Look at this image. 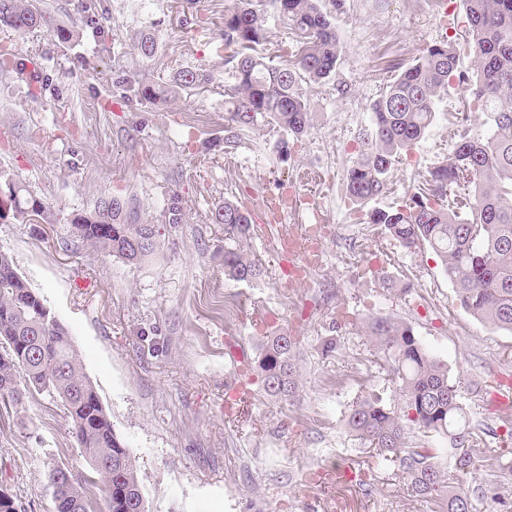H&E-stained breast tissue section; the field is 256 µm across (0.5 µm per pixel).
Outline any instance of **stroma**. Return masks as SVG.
<instances>
[{
  "instance_id": "obj_1",
  "label": "stroma",
  "mask_w": 512,
  "mask_h": 512,
  "mask_svg": "<svg viewBox=\"0 0 512 512\" xmlns=\"http://www.w3.org/2000/svg\"><path fill=\"white\" fill-rule=\"evenodd\" d=\"M237 0H108L103 34L82 30L68 46L47 29L17 36L0 28L25 69L0 71V178L25 186L50 206L54 220L0 221V251L68 330L83 371L128 448L148 512H444L438 499L408 490L393 464L349 431L350 406L371 389L399 400L388 365L362 331L370 316L410 325L459 387L470 421L497 429L500 447L512 416L489 406L484 392L512 386V332L484 326L462 308L455 287L430 247L403 248L375 208L409 204L429 171L446 160L457 139L454 113L470 96L452 86L433 124L402 151L388 188L369 204L346 191V173L361 150L371 107L421 49L447 42L469 65L473 51L462 0L446 21L414 0H321L340 40L335 74L302 84L312 114L301 138L274 123L258 125L233 150L224 148V79L233 48L216 49L224 15ZM267 23L266 54H295L294 36L273 0H253ZM192 10L198 26L182 24ZM152 26L159 42L144 63L129 48L137 30ZM211 71L205 89L164 105L126 106L117 72L168 82L178 68ZM287 155H279L280 141ZM298 182L314 209H289L266 224L250 209V250L264 269L250 281L224 273V227L211 211L225 198L270 196ZM185 218L162 221L170 196ZM120 197L141 219L159 225L161 242L146 261L130 265L74 238V214ZM323 217L324 261L308 285L289 287L279 247ZM234 295L243 320L224 321V297ZM284 331L299 345L302 386L291 404L270 399L253 359L265 332ZM340 340L325 353L326 338ZM74 477L88 468L61 402L45 395L17 406L0 401V485L22 512H54L49 469ZM344 481H337L336 472Z\"/></svg>"
}]
</instances>
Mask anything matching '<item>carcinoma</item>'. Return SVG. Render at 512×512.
I'll return each instance as SVG.
<instances>
[{"instance_id":"1","label":"carcinoma","mask_w":512,"mask_h":512,"mask_svg":"<svg viewBox=\"0 0 512 512\" xmlns=\"http://www.w3.org/2000/svg\"><path fill=\"white\" fill-rule=\"evenodd\" d=\"M282 16L303 40L300 55L274 65L258 47L268 39L265 21L244 6L224 15L221 41L240 51L227 63L230 84L224 89V145L236 143L260 120H272L287 134H304L311 124L308 104L298 83L321 82L336 72L340 50L336 29L319 0H275ZM473 47L470 66L462 67L446 43L427 48L404 67L371 108L363 148L347 170L346 190L352 200L368 203L382 195L400 152L420 139L435 117V104L451 84L464 86L483 115L485 132L464 134L452 155L436 166L427 187L401 209H375L382 224L407 249L431 247L440 257L448 281L462 307L485 325L512 332V0H464ZM77 24L95 32L107 19L106 0H78ZM50 24L34 0H0V25L18 33ZM141 60L158 51L154 32L136 38ZM213 81L202 68L178 69L165 85L123 79L122 98L132 104L168 102L184 91ZM468 190L459 206L436 207L430 197L456 188ZM21 223L48 219L45 203L15 186L6 214ZM167 224L183 222L178 196L164 214ZM212 222L224 225V272L247 281L261 275V265L248 254L249 218L230 199L212 211ZM73 234L84 245L131 264L156 251L159 234L141 222L132 205L119 198L99 201L93 210L72 220ZM47 306L20 276L14 262L0 252V398L15 404L33 392L58 398L72 421L91 474L75 481L64 467L47 475L55 512H93L85 486L102 483L108 490V512H148L131 455L113 429L67 329L57 320L42 329L36 322ZM365 333L389 363L404 414L371 390L354 402L346 425L357 439L376 449L378 458L397 467L415 496L438 498L447 512H472L474 489L467 479L481 463L497 459L501 470L512 464L480 446L476 428L467 424L458 388L448 371L415 336L413 329L387 317H372ZM265 392L277 401H293L300 388L296 342L286 332L265 337L255 358ZM411 430L447 436L453 445L451 463L438 449L408 443Z\"/></svg>"}]
</instances>
